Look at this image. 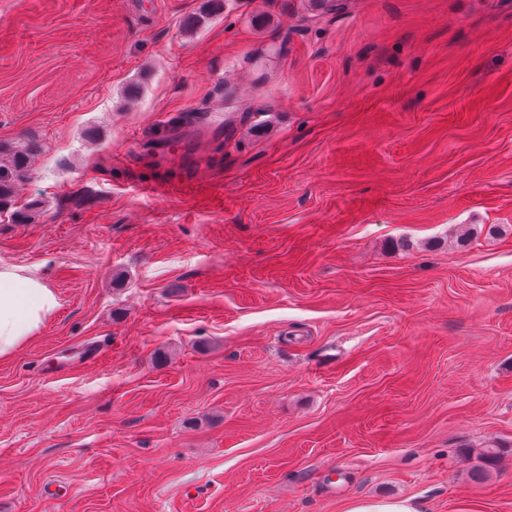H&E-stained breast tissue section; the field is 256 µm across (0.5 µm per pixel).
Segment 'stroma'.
<instances>
[{
  "label": "stroma",
  "mask_w": 512,
  "mask_h": 512,
  "mask_svg": "<svg viewBox=\"0 0 512 512\" xmlns=\"http://www.w3.org/2000/svg\"><path fill=\"white\" fill-rule=\"evenodd\" d=\"M31 140L0 512H512V0H0ZM200 145L184 136H173L169 139L168 150L171 159L179 165L190 167L196 161ZM59 307L46 282L25 267L0 264V359L35 336ZM504 448H511L505 446L497 441L488 442L483 448H480L476 453V459L479 464L473 468L472 477L475 480H482L491 469H494L501 461L504 455ZM345 512H422L412 498L358 499L352 501Z\"/></svg>",
  "instance_id": "stroma-1"
}]
</instances>
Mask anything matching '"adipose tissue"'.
Here are the masks:
<instances>
[{"label":"adipose tissue","instance_id":"ef3b65f1","mask_svg":"<svg viewBox=\"0 0 512 512\" xmlns=\"http://www.w3.org/2000/svg\"><path fill=\"white\" fill-rule=\"evenodd\" d=\"M59 307L46 282L25 267L0 264V359L35 336Z\"/></svg>","mask_w":512,"mask_h":512}]
</instances>
